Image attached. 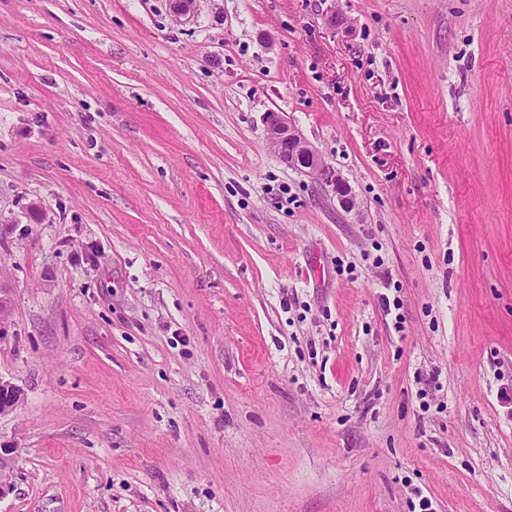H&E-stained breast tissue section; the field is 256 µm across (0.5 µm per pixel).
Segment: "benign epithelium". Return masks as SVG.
<instances>
[{
    "instance_id": "7a95c632",
    "label": "benign epithelium",
    "mask_w": 512,
    "mask_h": 512,
    "mask_svg": "<svg viewBox=\"0 0 512 512\" xmlns=\"http://www.w3.org/2000/svg\"><path fill=\"white\" fill-rule=\"evenodd\" d=\"M266 135L270 145L288 165L313 175L318 183L331 189L339 205L346 210L355 208V200L348 182L328 164L302 135L279 112L265 116ZM21 391L0 379V414L12 410L21 400Z\"/></svg>"
}]
</instances>
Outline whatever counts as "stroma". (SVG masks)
I'll use <instances>...</instances> for the list:
<instances>
[{
    "label": "stroma",
    "instance_id": "stroma-1",
    "mask_svg": "<svg viewBox=\"0 0 512 512\" xmlns=\"http://www.w3.org/2000/svg\"><path fill=\"white\" fill-rule=\"evenodd\" d=\"M0 281V512H512V0H0ZM266 135L270 145L288 165L313 175L318 183L330 188L345 210L356 206L351 188L342 175L328 164L302 135L279 112H267Z\"/></svg>",
    "mask_w": 512,
    "mask_h": 512
}]
</instances>
